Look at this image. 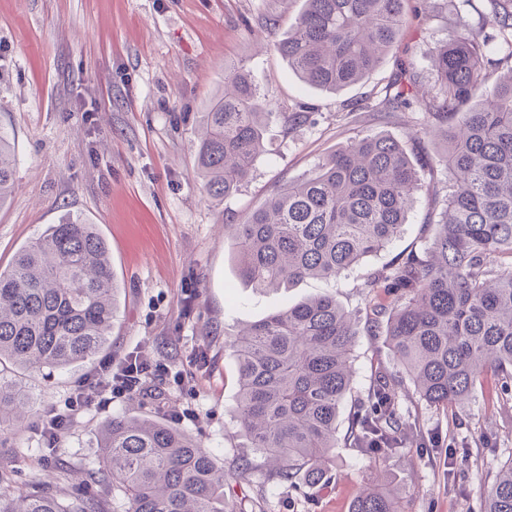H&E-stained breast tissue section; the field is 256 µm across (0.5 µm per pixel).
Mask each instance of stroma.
Wrapping results in <instances>:
<instances>
[{
    "instance_id": "stroma-1",
    "label": "stroma",
    "mask_w": 512,
    "mask_h": 512,
    "mask_svg": "<svg viewBox=\"0 0 512 512\" xmlns=\"http://www.w3.org/2000/svg\"><path fill=\"white\" fill-rule=\"evenodd\" d=\"M486 6L406 0L397 50L364 80L331 94L303 84L259 28L272 13L277 34L286 33L302 0H0V134L17 158L16 189L0 209V266L66 215L96 225L118 285L108 355L117 364L134 353L164 368L151 395L134 390L79 415L51 465L43 463L48 453L31 416L10 447H0V476L24 487L68 467L97 468L99 424L127 414L179 426L209 449L224 467L230 512H350L372 485L397 491L400 512H480L481 482L512 459V393H502L494 377L477 382L453 417L418 404L436 447H413L383 463L335 448L325 476L295 491L276 484L237 434V365L224 342L242 324L325 294L365 316L367 276L430 237L435 199L446 192L440 152L431 136L413 139L424 112L387 113L380 103L403 68L430 86L429 55L450 23L478 25ZM228 62L246 67L271 113L249 176L234 195L214 199L194 176V139ZM295 112L305 121L288 124ZM374 135L405 140L424 174L403 233L336 280L245 286L226 216L257 206L352 139ZM355 354L354 393L368 388L376 370L403 373L380 337L359 336ZM85 372L80 365L26 382L45 409L63 403Z\"/></svg>"
}]
</instances>
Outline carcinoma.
<instances>
[{"instance_id": "1", "label": "carcinoma", "mask_w": 512, "mask_h": 512, "mask_svg": "<svg viewBox=\"0 0 512 512\" xmlns=\"http://www.w3.org/2000/svg\"><path fill=\"white\" fill-rule=\"evenodd\" d=\"M405 0H304L273 46L305 84L335 94L362 81L397 45ZM489 29L458 19L432 57L434 85L419 95L403 70L383 107L419 106L443 150L447 193L433 232L364 282L365 322L322 295L246 325L231 348L236 418L250 447L276 462L274 479L298 489L323 476L333 448L387 458L422 438L414 401L444 415L494 374L512 391V0H488ZM496 45L503 57L487 56ZM508 64L491 96L483 87ZM268 101L239 63L202 112L195 173L214 198L233 195L264 151ZM16 157L0 135V208L15 187ZM421 176L402 143L363 137L279 187L262 204L226 217L241 280L271 288L334 280L398 237ZM117 287L110 249L77 217L21 248L0 268V446L37 398L34 372L92 361L110 346ZM382 336L406 379L374 372L343 437L339 407L353 389L361 333ZM101 459L84 491L62 497L53 482L14 487L0 477V512H224V467L178 426L124 414L97 430ZM483 512H512V458L480 485ZM351 512H399L372 488Z\"/></svg>"}]
</instances>
